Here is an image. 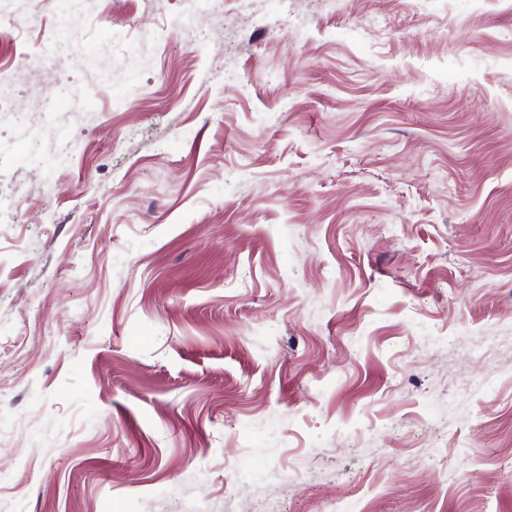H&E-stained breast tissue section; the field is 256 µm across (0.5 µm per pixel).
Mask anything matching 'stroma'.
Masks as SVG:
<instances>
[{
    "label": "stroma",
    "instance_id": "stroma-1",
    "mask_svg": "<svg viewBox=\"0 0 512 512\" xmlns=\"http://www.w3.org/2000/svg\"><path fill=\"white\" fill-rule=\"evenodd\" d=\"M71 15L0 48V512H512V0Z\"/></svg>",
    "mask_w": 512,
    "mask_h": 512
}]
</instances>
